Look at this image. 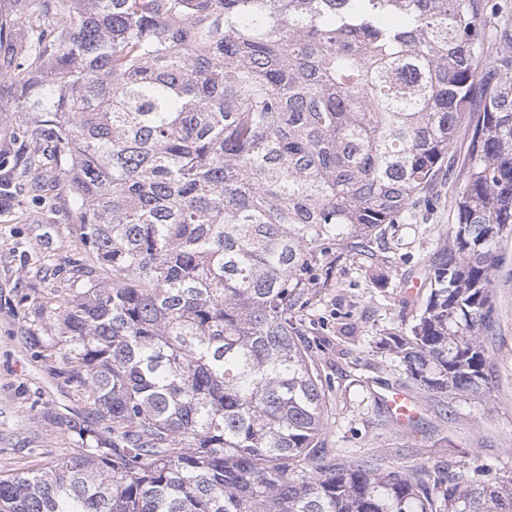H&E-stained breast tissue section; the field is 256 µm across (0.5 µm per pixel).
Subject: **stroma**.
Masks as SVG:
<instances>
[{"mask_svg": "<svg viewBox=\"0 0 512 512\" xmlns=\"http://www.w3.org/2000/svg\"><path fill=\"white\" fill-rule=\"evenodd\" d=\"M16 89L0 76V479L81 455L82 431L108 435L106 420L69 374L57 305L83 286L77 268L101 282L108 272L68 223L66 192L47 168L43 187L21 189L31 148L15 112ZM437 205L417 223L389 224L370 252L333 262L329 284L306 308L301 330L328 399L321 441L338 462L370 460L429 472L463 466L481 481H512V238L491 269L495 326L487 341L491 378L473 396L419 395L422 414L407 431L380 395L415 386L381 343L408 335L426 299L427 260L455 218L454 192L439 180Z\"/></svg>", "mask_w": 512, "mask_h": 512, "instance_id": "stroma-1", "label": "stroma"}]
</instances>
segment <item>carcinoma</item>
Listing matches in <instances>:
<instances>
[{
  "label": "carcinoma",
  "instance_id": "cac0c4a2",
  "mask_svg": "<svg viewBox=\"0 0 512 512\" xmlns=\"http://www.w3.org/2000/svg\"><path fill=\"white\" fill-rule=\"evenodd\" d=\"M17 107L68 223L111 273L59 308L110 424L0 480V512H512V486L320 453L326 394L292 318L311 272L406 224L455 223L394 351L419 389L488 384L490 270L512 237L509 0H30ZM472 113L463 175L448 153Z\"/></svg>",
  "mask_w": 512,
  "mask_h": 512
}]
</instances>
